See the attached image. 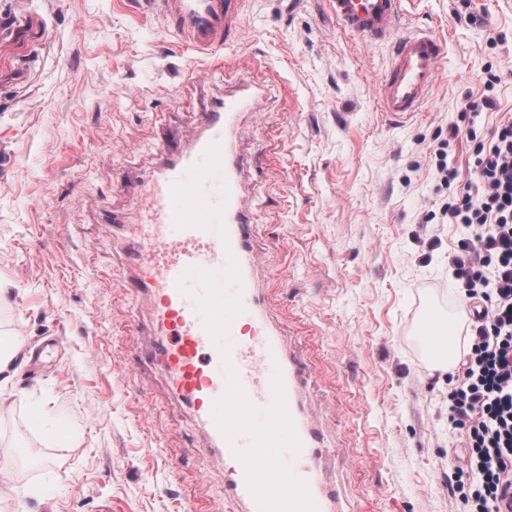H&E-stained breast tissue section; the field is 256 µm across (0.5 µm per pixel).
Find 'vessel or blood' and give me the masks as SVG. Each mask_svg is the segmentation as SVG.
I'll use <instances>...</instances> for the list:
<instances>
[{
    "mask_svg": "<svg viewBox=\"0 0 512 512\" xmlns=\"http://www.w3.org/2000/svg\"><path fill=\"white\" fill-rule=\"evenodd\" d=\"M247 0H159L168 29L213 62L238 42ZM405 0H328L337 28L365 43H390V66L374 95L382 112H418L440 77L444 41L405 30ZM249 96L212 103L186 144L163 143L162 167L143 183L144 208L132 229L136 286L153 300L154 355L172 388L205 424L225 465V490L243 512H317L334 499L327 477L332 448L301 406L309 368L286 358L256 296L239 161L231 138ZM232 300H225V290ZM269 428L252 427L253 414ZM288 428L289 463L268 455L273 430ZM295 478L298 494L275 498L273 485Z\"/></svg>",
    "mask_w": 512,
    "mask_h": 512,
    "instance_id": "obj_1",
    "label": "vessel or blood"
}]
</instances>
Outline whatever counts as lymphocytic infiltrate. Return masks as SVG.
Instances as JSON below:
<instances>
[{
    "label": "lymphocytic infiltrate",
    "instance_id": "obj_1",
    "mask_svg": "<svg viewBox=\"0 0 512 512\" xmlns=\"http://www.w3.org/2000/svg\"><path fill=\"white\" fill-rule=\"evenodd\" d=\"M474 153L481 189L448 206L449 220L469 232L451 258L454 276L481 303L449 393L468 448L465 467L451 476V499L468 512H495L512 483V115Z\"/></svg>",
    "mask_w": 512,
    "mask_h": 512
}]
</instances>
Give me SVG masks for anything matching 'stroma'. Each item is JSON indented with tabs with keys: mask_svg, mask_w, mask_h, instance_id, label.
Returning a JSON list of instances; mask_svg holds the SVG:
<instances>
[{
	"mask_svg": "<svg viewBox=\"0 0 512 512\" xmlns=\"http://www.w3.org/2000/svg\"><path fill=\"white\" fill-rule=\"evenodd\" d=\"M407 10L446 55L426 106L396 120L374 96L389 46L340 33L327 0H248L227 51L242 64L194 84L201 54L147 0H0V332L18 341L0 385V479L34 490L9 512H236L152 355L130 226L161 142L245 88L237 153L261 307L311 370L302 401L335 450L340 506L449 512L465 449L448 376L462 368H434L419 329L431 311L468 320L450 258L467 232L446 209L477 180L475 140L512 113V0ZM489 68L496 107L471 111ZM439 148L459 172L448 187Z\"/></svg>",
	"mask_w": 512,
	"mask_h": 512,
	"instance_id": "obj_1",
	"label": "stroma"
}]
</instances>
